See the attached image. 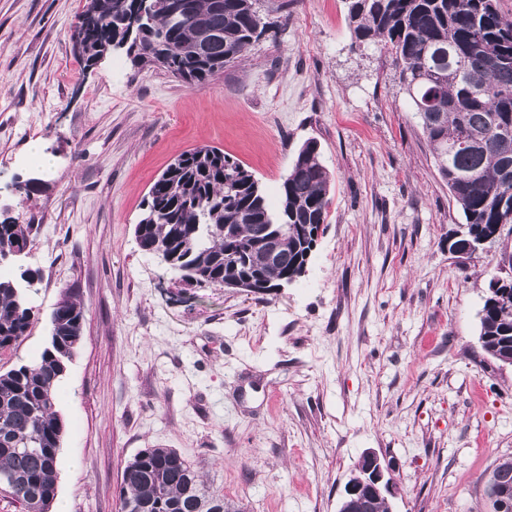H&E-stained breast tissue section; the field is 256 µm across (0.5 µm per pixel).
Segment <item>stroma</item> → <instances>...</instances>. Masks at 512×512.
<instances>
[{"mask_svg":"<svg viewBox=\"0 0 512 512\" xmlns=\"http://www.w3.org/2000/svg\"><path fill=\"white\" fill-rule=\"evenodd\" d=\"M278 2L258 0L266 30L241 60L191 86L121 51L85 66L69 39L85 0H0V208L36 226L17 266L41 272L0 371L38 360L63 293L82 304L56 405L68 512H119L144 448L245 512H337L368 450L394 471L390 512H489L512 367L483 350L479 311L512 235L449 252L462 216L382 45H355L346 0ZM36 139L52 170L30 164ZM308 140L333 187L298 282L187 288L140 249L141 204L182 151L221 148L274 199Z\"/></svg>","mask_w":512,"mask_h":512,"instance_id":"1","label":"stroma"}]
</instances>
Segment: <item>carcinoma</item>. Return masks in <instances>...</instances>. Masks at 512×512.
Segmentation results:
<instances>
[{
  "label": "carcinoma",
  "mask_w": 512,
  "mask_h": 512,
  "mask_svg": "<svg viewBox=\"0 0 512 512\" xmlns=\"http://www.w3.org/2000/svg\"><path fill=\"white\" fill-rule=\"evenodd\" d=\"M257 0H188L190 13L169 0H147L132 18L131 0H87L70 29L87 66L124 50L143 69H160L200 85L239 59L265 26ZM355 42L384 45L398 69L437 169L462 212L457 242L498 239L512 224V18L497 0H347ZM219 33L200 53L198 23ZM331 174L317 142L298 150L270 207L251 171L203 146L176 156L151 186L134 233L140 248L161 254L178 280L215 288L248 280L268 293L308 272L315 231L326 224ZM32 224L0 219V271L27 253ZM0 274V352L23 341L34 317L27 288ZM27 287H22L20 282ZM483 299L482 347L512 358V278ZM83 306L65 294L50 316V339L38 362L0 372V493L26 512H49L64 426L57 387L83 329ZM120 509L140 512H243L208 492L198 472L171 448H144L121 472Z\"/></svg>",
  "instance_id": "carcinoma-1"
}]
</instances>
